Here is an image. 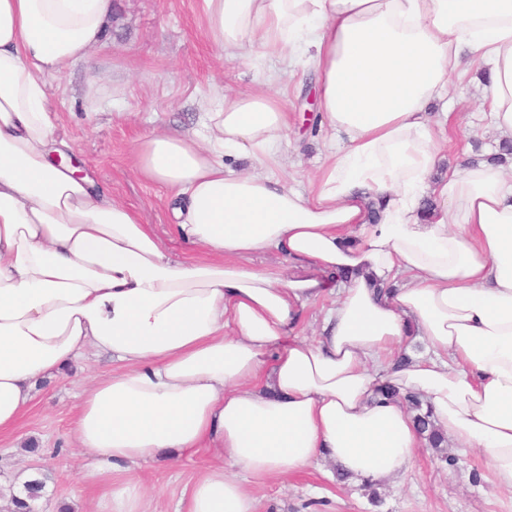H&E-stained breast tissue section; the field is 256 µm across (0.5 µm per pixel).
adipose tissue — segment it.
Wrapping results in <instances>:
<instances>
[{
	"label": "adipose tissue",
	"instance_id": "adipose-tissue-1",
	"mask_svg": "<svg viewBox=\"0 0 512 512\" xmlns=\"http://www.w3.org/2000/svg\"><path fill=\"white\" fill-rule=\"evenodd\" d=\"M203 8L227 58L292 74L311 62L321 121L345 143L309 193L290 188L274 75L217 95L199 127L141 139L139 174L170 190L175 229L200 250L178 261L134 209L52 161L70 145L43 77L105 44L112 0H0V436L38 380L92 351L118 363L83 389L73 427L101 512H149L132 468L166 455L210 459L181 512H258L249 480L318 460L352 480L404 478L422 436L403 394L512 491V159L435 176L451 114L428 112L451 76L487 62V130L512 141V0ZM228 153L249 170L226 169ZM258 251L288 270L245 266ZM327 297L322 336H295ZM413 336L427 353L385 362Z\"/></svg>",
	"mask_w": 512,
	"mask_h": 512
}]
</instances>
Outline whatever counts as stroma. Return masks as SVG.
<instances>
[{"mask_svg": "<svg viewBox=\"0 0 512 512\" xmlns=\"http://www.w3.org/2000/svg\"><path fill=\"white\" fill-rule=\"evenodd\" d=\"M108 40L91 62L46 77L48 107L95 183L134 208L174 258H193L195 250L174 231L167 188L138 175L136 145L151 132L196 125L215 91L255 87L271 65L264 60L225 63L206 36L201 0H117ZM487 70L486 63L475 62L466 76L453 82L448 109L456 123L442 147L444 166L482 159L497 150L493 136L481 129L479 98ZM315 79V71L306 70L286 97L295 125L288 132L290 149L282 175L302 189L324 161L323 133L305 127L307 90ZM111 369V360L89 354L64 374L41 380L16 435L0 439L4 484L16 480L15 457L30 447L42 452L46 501L34 503V512H44L49 501L87 512L89 501L79 483L84 457L73 437V422L83 387ZM204 464L201 458H162L137 466L135 472L151 487L154 512H178L183 489ZM251 489L260 512H512V493L492 485L485 457L461 454L451 445L422 444L400 487L353 483L320 462L282 482L252 483Z\"/></svg>", "mask_w": 512, "mask_h": 512, "instance_id": "stroma-1", "label": "stroma"}]
</instances>
